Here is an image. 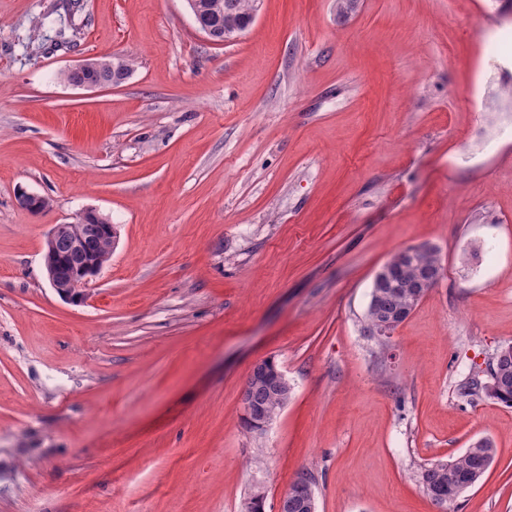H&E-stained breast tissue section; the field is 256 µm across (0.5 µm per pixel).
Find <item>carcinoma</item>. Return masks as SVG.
I'll return each mask as SVG.
<instances>
[{"label": "carcinoma", "mask_w": 512, "mask_h": 512, "mask_svg": "<svg viewBox=\"0 0 512 512\" xmlns=\"http://www.w3.org/2000/svg\"><path fill=\"white\" fill-rule=\"evenodd\" d=\"M246 0H207L209 12L204 21L216 28L239 26L247 20L244 11ZM441 266L438 251H418L413 259L398 265L397 285L392 288H374L370 293L364 330L371 333L377 321L384 316L411 313L421 302L408 284L426 268ZM498 388L512 394V348L500 361L497 379ZM251 396L259 404H267L275 410L288 401L285 393L275 394L263 387L251 390ZM496 448L490 440L480 445L472 444L466 451L450 461H437L424 469L421 485L424 493L434 502L440 503L444 512H455L456 501L466 489L475 485L492 465ZM306 491L292 484L288 489V512H307Z\"/></svg>", "instance_id": "carcinoma-1"}]
</instances>
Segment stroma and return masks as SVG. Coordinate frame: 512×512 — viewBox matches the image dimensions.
I'll return each mask as SVG.
<instances>
[{
	"label": "stroma",
	"instance_id": "35a3bbf8",
	"mask_svg": "<svg viewBox=\"0 0 512 512\" xmlns=\"http://www.w3.org/2000/svg\"><path fill=\"white\" fill-rule=\"evenodd\" d=\"M66 3L0 0V512H277L303 474L317 512H442L421 471L484 437L457 512H512V407L471 393L512 345V0H263L224 45L185 0ZM105 56L122 84L63 81ZM87 209L118 238L74 304L43 247ZM421 244L441 278L379 344ZM432 266L441 268L437 249L417 251L412 260L399 263L397 267L398 284L392 288L382 287L392 284L396 270L395 261L390 259L382 267L374 278V282L379 288H372L365 316L364 330L370 336H373L371 335L373 327L383 316L397 315L402 312L406 313L398 324L393 327V330H395L405 320L407 314L415 309L424 297H417L414 293V288H417L420 294H427L439 281L441 271L440 269L424 271L411 288H405V286L414 281L424 269ZM267 374L263 361L256 363L248 375L241 396L246 417L251 420L255 427H259L263 430L270 425L274 419L264 407L252 401L249 396L252 386H257L263 382H271V384L277 387L288 388L289 385L288 379L281 370L276 372L275 378L272 380ZM251 396L258 404H268L275 410H280L288 401V395L286 393L273 394L269 389L263 387L253 388L251 390Z\"/></svg>",
	"mask_w": 512,
	"mask_h": 512
}]
</instances>
